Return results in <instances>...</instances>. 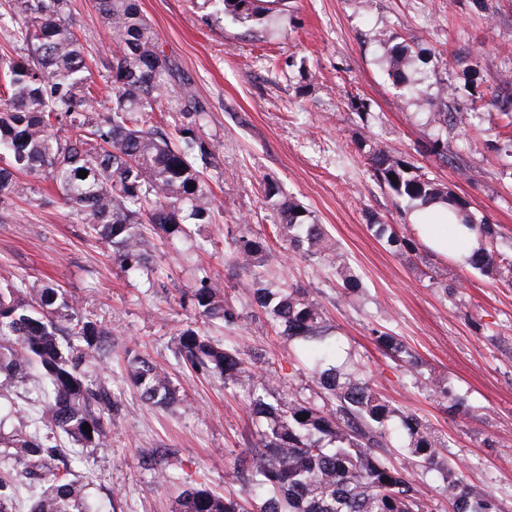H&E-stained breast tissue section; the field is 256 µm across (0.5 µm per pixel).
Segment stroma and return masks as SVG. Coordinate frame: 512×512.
<instances>
[{
    "label": "stroma",
    "instance_id": "35a3bbf8",
    "mask_svg": "<svg viewBox=\"0 0 512 512\" xmlns=\"http://www.w3.org/2000/svg\"><path fill=\"white\" fill-rule=\"evenodd\" d=\"M140 9L171 63L167 113L178 112L186 83L210 112L205 135L217 146L218 166L209 172L217 222L165 247L144 227L155 247L148 290L113 264L108 245L88 239L49 179L20 176L18 194L0 200V279L62 286L109 333L103 362L88 375L104 379L118 406L105 445L65 448L86 497L100 512H176L185 489L224 492L226 473L249 445L251 384L184 367L176 340L200 326L303 397L317 389L320 348L337 366L354 358L383 398L413 410L446 441L443 454L464 483L490 493L498 512H512V283L426 246L422 259L410 258L376 236L369 227L375 220L402 236L417 232L408 220L412 203L394 202L367 165L370 148L386 146L512 237L505 120L494 108L471 107L492 80L512 79V0H485L481 9L473 0H277L269 19L247 24L213 14L202 0H140ZM65 15L86 49L95 106L106 111L115 93L112 33L95 0H66ZM404 44L425 51V61L409 70L423 81L418 97L388 74L391 49ZM446 84L457 89V111L473 114L448 141L451 164L427 149ZM359 102L368 119L359 117ZM268 180L324 224L361 283L349 298H341L328 265L285 255L263 194ZM242 231L284 254L273 269L279 285L310 288L330 328L324 345L286 340L255 305L248 277L224 255L227 239ZM203 269L221 282L240 327L202 321L181 304ZM377 329L415 352L418 369L401 367L376 342ZM129 350L170 374L175 403L164 409L143 400L126 378ZM433 382L447 387L449 400L430 393ZM42 387L34 373L13 383L0 402L1 436L44 417ZM407 442L399 433L388 460L413 477L429 512H449L442 475L423 467Z\"/></svg>",
    "mask_w": 512,
    "mask_h": 512
}]
</instances>
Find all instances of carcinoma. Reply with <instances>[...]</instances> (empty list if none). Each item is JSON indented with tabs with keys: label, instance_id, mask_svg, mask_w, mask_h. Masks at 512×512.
Here are the masks:
<instances>
[{
	"label": "carcinoma",
	"instance_id": "obj_1",
	"mask_svg": "<svg viewBox=\"0 0 512 512\" xmlns=\"http://www.w3.org/2000/svg\"><path fill=\"white\" fill-rule=\"evenodd\" d=\"M233 20H260L271 11L266 0H204ZM64 0H14L24 15L15 36L26 44L22 61L0 58V198L16 191L17 175H46L82 219L87 236L107 243L112 260L123 271L154 287L151 251L138 233L148 224L165 241L186 238L191 226L215 223L207 171L216 166V146L204 136L209 112L191 87L183 85L178 106L183 122L170 127L156 120L162 111L161 90L170 70L162 47L140 12L139 0H96L109 25L115 48L108 70L115 86L112 110L96 112L86 76L85 50L63 16ZM414 60L410 46L389 58V75L412 94L420 83L409 82ZM488 105L512 126V87L487 86ZM465 112H435L438 127L432 151L448 161V130L467 124ZM66 136L58 135L60 131ZM368 165L377 183L398 200L427 206L445 203L463 214L464 226L478 234L480 247L469 265L487 272L507 271L502 232L469 211L467 204L441 187L428 173L405 170L389 152L377 147ZM88 175L80 178L79 171ZM395 175L390 180L389 175ZM265 198L277 212L274 233L294 253L326 261L341 279L347 297L358 288L341 264L336 244L323 225L301 205L280 198L279 187L267 183ZM387 242L418 259V244L377 225ZM228 262L251 276L255 303L289 338L320 336L323 311L309 289L295 285L273 288L257 268L277 261L267 241L245 234L227 242ZM195 311L233 328L240 315L225 304L223 289L202 271L186 295ZM376 341L409 369L418 358L405 344L373 330ZM96 320L85 315L63 288L45 285L28 293L22 287L0 288V375L13 379L38 371L44 381L46 421L11 440L13 451L0 449V468L22 459L33 467L63 456L54 437L81 447H96L112 425V403L102 386L85 379V369L100 357L102 336ZM178 354L185 366L215 371L226 379H256L262 392L250 408L256 432L246 460L230 472L243 483L240 494H218L207 488L186 491L179 512H427L415 483L384 458L388 427L394 418L409 435L408 448L425 467L444 474L454 463L441 458L442 444L415 413L382 399L359 368H330L318 374L319 392L298 398L280 389L279 381L262 374L248 354L233 346L213 344L189 327L179 334ZM127 379L141 389L145 402L165 406L176 398L167 373L151 360L128 358ZM305 419L298 420V415ZM88 425L91 432L83 430ZM68 468L52 471L43 481L30 512H89V504ZM453 512H496L494 499L473 492L460 479L447 482Z\"/></svg>",
	"mask_w": 512,
	"mask_h": 512
}]
</instances>
